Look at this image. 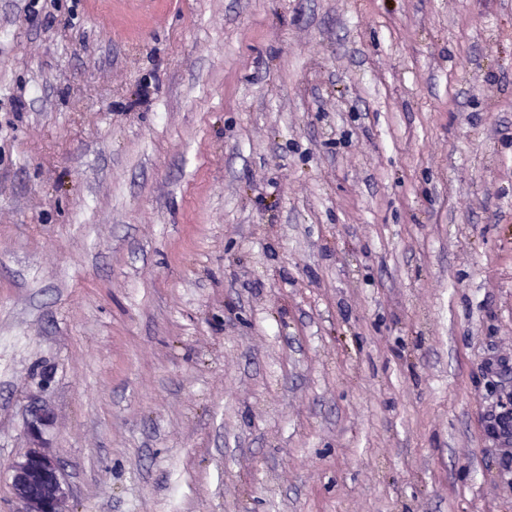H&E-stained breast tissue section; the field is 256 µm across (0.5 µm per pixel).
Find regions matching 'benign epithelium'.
I'll return each instance as SVG.
<instances>
[{
	"mask_svg": "<svg viewBox=\"0 0 512 512\" xmlns=\"http://www.w3.org/2000/svg\"><path fill=\"white\" fill-rule=\"evenodd\" d=\"M49 417L41 412L32 415L28 430L39 441ZM11 487L23 512H64L68 488L59 461L49 451L38 446L30 449L10 468Z\"/></svg>",
	"mask_w": 512,
	"mask_h": 512,
	"instance_id": "obj_1",
	"label": "benign epithelium"
}]
</instances>
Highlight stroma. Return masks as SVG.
Here are the masks:
<instances>
[{
  "instance_id": "obj_1",
  "label": "stroma",
  "mask_w": 512,
  "mask_h": 512,
  "mask_svg": "<svg viewBox=\"0 0 512 512\" xmlns=\"http://www.w3.org/2000/svg\"><path fill=\"white\" fill-rule=\"evenodd\" d=\"M512 512V0H0V512ZM11 487L23 512H66L68 498L59 461L42 446L31 448L10 468Z\"/></svg>"
}]
</instances>
